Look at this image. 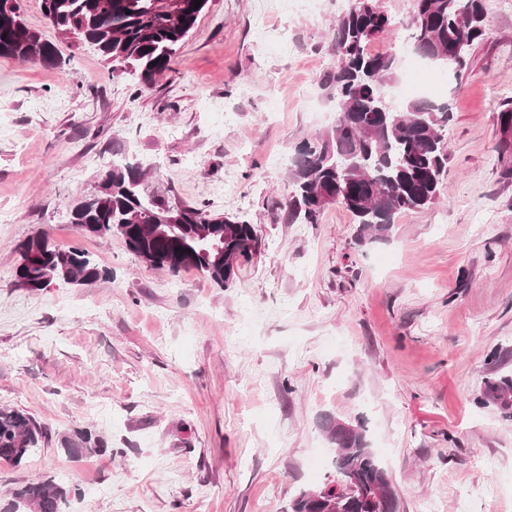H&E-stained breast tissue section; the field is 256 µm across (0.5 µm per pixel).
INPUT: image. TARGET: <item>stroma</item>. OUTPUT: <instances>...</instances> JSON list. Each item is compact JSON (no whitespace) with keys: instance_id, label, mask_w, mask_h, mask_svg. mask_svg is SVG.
<instances>
[{"instance_id":"obj_1","label":"stroma","mask_w":512,"mask_h":512,"mask_svg":"<svg viewBox=\"0 0 512 512\" xmlns=\"http://www.w3.org/2000/svg\"><path fill=\"white\" fill-rule=\"evenodd\" d=\"M350 4L211 0L141 94L24 0L62 65L0 58V407L46 435L21 465L0 463V504L39 478L71 488L66 512H286L333 471L331 415L363 423L402 512H512V418L477 403L485 378L512 373V145L498 123L512 7L488 0L462 78L436 77L452 112L438 203L360 248L336 205L284 223L290 181L271 161L333 125L320 80ZM117 157L149 168L147 194L254 225L260 250L232 288L79 237L74 195ZM39 232L111 278L17 287L16 247ZM84 428L105 453L64 451Z\"/></svg>"}]
</instances>
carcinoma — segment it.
<instances>
[{
    "label": "carcinoma",
    "instance_id": "1",
    "mask_svg": "<svg viewBox=\"0 0 512 512\" xmlns=\"http://www.w3.org/2000/svg\"><path fill=\"white\" fill-rule=\"evenodd\" d=\"M208 3L202 0L196 8L194 0H42L44 16L58 35L73 37L112 66L136 74L140 92L172 70ZM486 18V0H413L405 20L376 10L374 0H360L339 16L332 29L336 67L322 80L335 123L301 142L291 157L292 190L281 204L285 223L315 224L326 208L337 205L354 217L355 244L363 247L390 240L398 214L437 203L449 161L441 139L451 120L448 103L420 98L377 110V99L395 77L396 61L368 46L404 29L419 55L457 76L467 66V55L453 64L448 52L460 43L471 49L485 34ZM0 58L62 64L55 44L25 23L21 0H0ZM147 174L135 163H112L95 193L74 199L69 222L82 237H119L129 252L152 261L155 269L173 275L195 269L218 287H231L243 262L259 247L253 225L214 214L205 204L147 198L142 191ZM216 245L224 250L222 260L215 257ZM17 250L22 259L15 269L19 288L37 291L58 281L90 285L110 276L81 245L58 248L44 234L29 237ZM477 404L512 414V374L485 379ZM321 430L336 448V476L349 483L354 496L333 487L325 493L304 488L287 512H399L395 486L363 430L331 416ZM43 437L44 428L31 415L0 407V461L20 465ZM64 444L73 455L104 451L101 437L87 428L73 431ZM68 498L67 489L52 480L32 481L0 512H63Z\"/></svg>",
    "mask_w": 512,
    "mask_h": 512
}]
</instances>
